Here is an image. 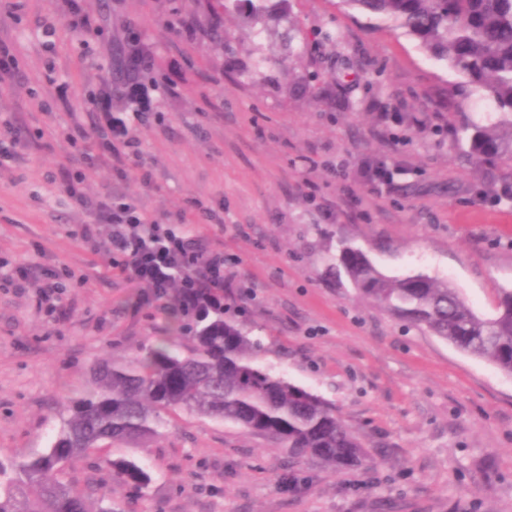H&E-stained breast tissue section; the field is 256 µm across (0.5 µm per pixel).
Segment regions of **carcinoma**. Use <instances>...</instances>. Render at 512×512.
Listing matches in <instances>:
<instances>
[{
  "label": "carcinoma",
  "mask_w": 512,
  "mask_h": 512,
  "mask_svg": "<svg viewBox=\"0 0 512 512\" xmlns=\"http://www.w3.org/2000/svg\"><path fill=\"white\" fill-rule=\"evenodd\" d=\"M286 0H217L224 10L270 14ZM358 13L389 21L459 77L451 95L474 88L497 114L461 128L467 156L512 176V0H341ZM148 70L144 52H112L104 80L108 103L128 100ZM333 268L359 294L390 314L484 359L512 375V289L501 291L497 313L479 315L446 280L417 273L389 277L359 248L345 245ZM204 269L173 265L157 298L171 336L144 346L123 363H101L96 389L67 401L48 448L18 464L0 462V512H112L93 503L90 489L64 481L67 464L111 445L159 435L161 413L232 423L283 447L291 460L311 458L334 471L361 464L359 439L325 399L258 361L259 344L231 313L228 288H192ZM112 479L138 490L150 472L126 458L112 460Z\"/></svg>",
  "instance_id": "obj_1"
}]
</instances>
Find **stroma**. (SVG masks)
<instances>
[{
    "instance_id": "obj_1",
    "label": "stroma",
    "mask_w": 512,
    "mask_h": 512,
    "mask_svg": "<svg viewBox=\"0 0 512 512\" xmlns=\"http://www.w3.org/2000/svg\"><path fill=\"white\" fill-rule=\"evenodd\" d=\"M135 41L151 77L129 107H104L112 46ZM0 45V461L46 448L95 367L167 327L109 250L112 207L128 203L142 226L223 255L261 364L333 404L367 462L292 464L177 411L161 437L80 460L66 481L95 484L114 512H512V376L328 271L353 244L488 316L512 288V184L457 146L464 123L494 117L448 96L441 63L341 0L265 17L211 0H0ZM116 457L149 469L142 493L113 483Z\"/></svg>"
}]
</instances>
